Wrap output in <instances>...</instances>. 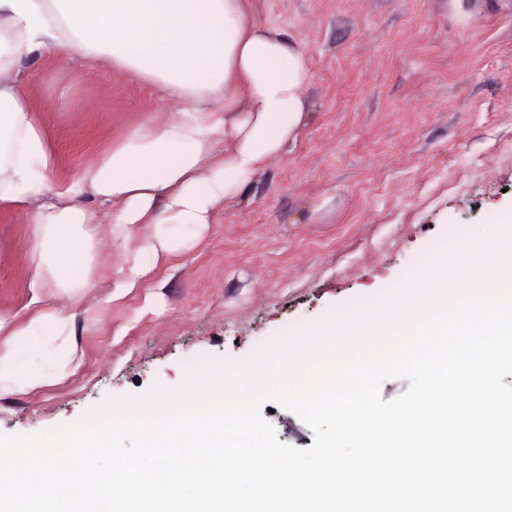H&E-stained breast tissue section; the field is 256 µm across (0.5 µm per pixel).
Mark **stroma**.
I'll return each mask as SVG.
<instances>
[{"instance_id": "obj_1", "label": "stroma", "mask_w": 512, "mask_h": 512, "mask_svg": "<svg viewBox=\"0 0 512 512\" xmlns=\"http://www.w3.org/2000/svg\"><path fill=\"white\" fill-rule=\"evenodd\" d=\"M250 20L298 46L309 80L295 141L269 159L195 246L143 287L109 299L124 259L101 230L77 327L80 364L42 392L0 400V435L78 421L114 401L182 389L202 364L225 376L276 364L282 346L331 319L385 307L433 242L488 236L512 209V0H248ZM23 90L55 154L56 180L176 108L131 72L28 59ZM32 230L0 207V315L30 299ZM279 441L312 430L266 401Z\"/></svg>"}]
</instances>
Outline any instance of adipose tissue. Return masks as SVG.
<instances>
[{"instance_id":"1","label":"adipose tissue","mask_w":512,"mask_h":512,"mask_svg":"<svg viewBox=\"0 0 512 512\" xmlns=\"http://www.w3.org/2000/svg\"><path fill=\"white\" fill-rule=\"evenodd\" d=\"M246 0H0V206L25 209L33 232L24 316H0V399L61 382L76 357L101 225L124 261L112 298L139 287L160 258L195 245L213 215L306 118L301 50L249 20ZM66 53L101 59L161 89L178 107L145 121L65 182L21 64ZM96 201L88 208L86 199ZM153 225L131 245L130 229Z\"/></svg>"}]
</instances>
